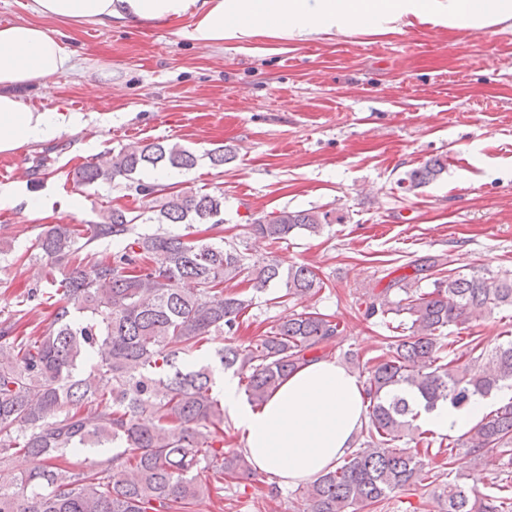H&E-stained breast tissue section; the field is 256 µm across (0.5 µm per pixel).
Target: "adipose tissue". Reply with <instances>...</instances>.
Masks as SVG:
<instances>
[{
    "label": "adipose tissue",
    "instance_id": "1",
    "mask_svg": "<svg viewBox=\"0 0 512 512\" xmlns=\"http://www.w3.org/2000/svg\"><path fill=\"white\" fill-rule=\"evenodd\" d=\"M33 22L0 25V153L28 142L54 138V113L32 108L16 88L65 73L66 45L45 29L42 19H66L108 27L192 17L187 39L203 45L263 37L303 40L337 34H386L428 20L448 28L482 30L512 27V0H33ZM219 390L224 412L242 434L255 472L278 485L306 482L347 457L365 420L360 377L331 358L310 362L291 374L262 407L225 375ZM512 401V389L474 396L461 407L448 403L421 412V427L463 435L491 411Z\"/></svg>",
    "mask_w": 512,
    "mask_h": 512
}]
</instances>
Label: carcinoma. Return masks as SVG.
I'll use <instances>...</instances> for the list:
<instances>
[{"mask_svg": "<svg viewBox=\"0 0 512 512\" xmlns=\"http://www.w3.org/2000/svg\"><path fill=\"white\" fill-rule=\"evenodd\" d=\"M197 155L177 143L133 145L88 161L72 172L77 186L126 181L145 199L139 210L112 207L98 224H61L41 232L39 258L54 291L40 299L52 311L36 336L0 327V463L14 456L31 466L0 484V512H194L201 474L219 479L253 473L247 455L224 450V405L213 393V366L179 362L212 336L235 333L255 293L279 290L304 302L328 288L310 266L271 258L259 266L247 246L224 237V194L144 181L154 171H189ZM445 169L433 158L408 174L412 190ZM331 212L286 208L251 219L253 238L286 241L320 235ZM140 224H153L149 232ZM209 236H201L199 226ZM112 238L110 257L88 247ZM447 254L412 260L413 272L365 294L366 318L393 335L367 368V422L359 448L294 495L302 512H349L398 491L441 483L445 512H512V474L482 491L430 466L468 448L481 457L498 449L512 462V401L485 416L457 441L438 439L416 424L417 398L429 411L465 404L512 386V335L488 349L470 340L475 356H452L454 329L496 309H512V271L460 275ZM343 335L329 314L306 306L246 343L216 351L218 363L244 382L247 400L263 405L302 365L327 357ZM94 360L85 376L78 364ZM122 450L88 466L69 459L89 448Z\"/></svg>", "mask_w": 512, "mask_h": 512, "instance_id": "1", "label": "carcinoma"}]
</instances>
